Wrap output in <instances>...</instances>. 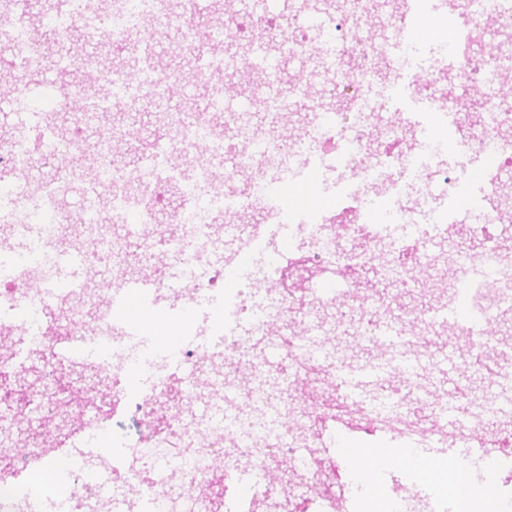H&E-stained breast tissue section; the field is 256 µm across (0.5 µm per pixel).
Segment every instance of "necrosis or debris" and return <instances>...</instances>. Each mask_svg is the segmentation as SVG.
Wrapping results in <instances>:
<instances>
[{"instance_id":"4bbe7bcc","label":"necrosis or debris","mask_w":512,"mask_h":512,"mask_svg":"<svg viewBox=\"0 0 512 512\" xmlns=\"http://www.w3.org/2000/svg\"><path fill=\"white\" fill-rule=\"evenodd\" d=\"M342 2L317 29L291 18L289 37L250 12L267 54L316 59L297 85L231 51L206 57L201 81L267 87L260 112L225 111L220 86L206 108L174 105V74L147 62L103 70L79 135L60 141L47 129L71 93L35 95L42 46L23 0H0V60L17 73L0 154V375L38 363L83 392L67 427L49 437L36 424L0 447V512H168L218 480L205 512H284L271 473L285 468L307 488L300 512H345L360 486L336 465L342 428L368 448L476 446L495 482L470 512H512V338L500 330L512 320V0ZM178 10L195 16V0H62L42 21L139 55ZM420 27L453 38H414ZM462 84L478 88L474 104L461 105ZM300 97V130L283 135ZM432 98L442 111H416ZM146 104L156 123L130 164L113 147L133 140ZM84 151L97 178L77 209L70 178L30 190L32 170ZM460 168L493 170L492 190ZM300 188L328 207L303 208ZM440 263L443 294L396 317ZM156 311L173 340L158 339ZM120 414L134 438L115 431ZM384 482L382 512L448 502L435 485Z\"/></svg>"}]
</instances>
